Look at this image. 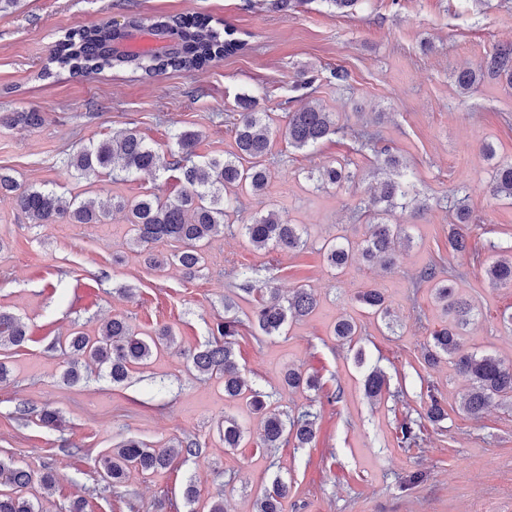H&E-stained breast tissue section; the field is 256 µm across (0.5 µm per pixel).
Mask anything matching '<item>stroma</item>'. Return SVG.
Segmentation results:
<instances>
[{
  "label": "stroma",
  "instance_id": "1",
  "mask_svg": "<svg viewBox=\"0 0 512 512\" xmlns=\"http://www.w3.org/2000/svg\"><path fill=\"white\" fill-rule=\"evenodd\" d=\"M143 20L205 15L215 27L231 25L245 49L194 73L170 71L155 78L109 70L88 78L54 69L43 76L48 50L67 29L130 15ZM512 42V0H361L349 15H334L322 0H305L294 11L277 0H20L0 12V114L40 112L42 125L0 124V169L18 184H48L80 198L134 199L156 193L175 197V171L112 180L107 173L81 176L64 160L73 149L135 130L158 148L174 130L199 132V158L234 151L224 115L242 95L274 113L277 132L265 158L269 182L262 195L237 192L236 213L208 249V265L195 278L173 266L147 268L130 246L122 214L98 224L28 223L12 198L0 197V307L29 330L11 350L9 381L0 383V458L27 464L35 474L53 470L56 486L44 493L32 484L42 512H65L71 500H88L91 512H174L188 482L202 499L223 496L227 512H253L263 485L288 482L283 512H512V410L491 405L481 418L459 409L467 380L453 363L427 367L424 345L445 318L430 284L419 283L431 261L462 272L458 286L478 311L466 332L475 350L512 362V288L493 287L474 254L512 237V201L491 195L495 165L512 163V87L489 81L460 94L456 68L477 66L495 45ZM345 69L346 81L333 76ZM311 79L300 88V73ZM311 100L333 112L336 135L312 151L289 147L280 129L289 110ZM401 156L411 182L404 206L389 223L411 236L389 272L363 259L344 270L324 262L321 246L342 235L361 244L368 233L367 201L374 152L360 151L362 133ZM494 145V160L479 149ZM335 165L351 174L344 187L318 186V168ZM462 190L471 210V253L453 252L448 226L455 223L453 193ZM429 207L415 212L418 201ZM275 210L303 225L304 250L255 248L241 231L243 220ZM121 255L122 264L112 262ZM281 292L314 289L318 306L280 336L238 339L234 349L250 384L272 405L320 414V432L309 448L260 446L259 415L224 398L220 379H198L181 353L211 341L224 315L225 297L238 301V316L251 306L238 296L239 272ZM130 287L133 297L121 296ZM366 288L384 294L392 325L373 319L356 301ZM126 317L141 332L173 326L177 348L158 355L123 384L104 369L89 371L76 386L62 380L64 356L51 347L74 325L94 331L104 318ZM351 316L360 336L340 344L336 321ZM317 374L323 393L280 385L284 368ZM386 376L388 396L369 402L364 377ZM340 390L339 401L325 394ZM448 408L440 425H426L411 450L399 448L396 425L419 418L428 392ZM56 409L60 430L41 427L26 408ZM235 417L245 430L242 447H224L217 425ZM185 437L200 441L202 457H178L153 475L130 474L112 489L96 482L95 457L136 439L164 447Z\"/></svg>",
  "mask_w": 512,
  "mask_h": 512
}]
</instances>
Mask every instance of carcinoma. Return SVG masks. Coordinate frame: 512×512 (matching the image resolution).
<instances>
[{"instance_id": "cac0c4a2", "label": "carcinoma", "mask_w": 512, "mask_h": 512, "mask_svg": "<svg viewBox=\"0 0 512 512\" xmlns=\"http://www.w3.org/2000/svg\"><path fill=\"white\" fill-rule=\"evenodd\" d=\"M127 26L139 27L150 34L173 37L172 50L158 55L151 49L129 54H116L113 44L125 36V30L110 21L82 27L68 32L49 49L44 73L51 67L66 69L73 75L89 76L109 70H129L153 78L174 71H200L217 59L243 50L245 40L232 26L224 25L218 31L206 18L186 19L179 15H160L146 25L137 16L127 18ZM454 82L463 94L473 91L485 79L491 78L512 86V44L493 48L476 69L464 68L453 74ZM239 111L228 116L235 132L236 152L224 159L211 158L200 163L191 162L193 148L200 138L194 130H181L174 136V147L164 152L132 130H120L112 136L67 155L65 165L80 175L88 176L106 171L129 177L142 172H180L184 188L174 199H161L148 194L136 200L109 198L99 203L80 200L59 193L46 185L20 187L7 173L0 172V195L11 196L17 208L31 224H98L113 212L124 214L129 224L130 241L145 256L149 268H158L169 261L182 268L192 278L204 269L208 260L209 242L224 234V223L231 201L224 198L229 188L244 189L254 195L264 192L269 174L263 164L271 144L275 118L271 112L256 108L254 98L245 96L237 102ZM44 121L40 112H10L0 116L8 125L38 126ZM337 132L334 113L320 107L303 105L288 113L284 136L288 145L310 149ZM350 179L342 168L333 165L318 171V186H341ZM410 189L406 182L390 177L380 181L369 197L368 208L373 212L368 236L362 254L388 271L396 264L395 240L402 229L386 223L387 215L397 201L406 198ZM490 192L496 197L512 200V164L498 165ZM458 223L450 225L448 244L457 253L468 248V228L471 219L466 197L454 202ZM244 235L259 249L296 251L306 245L302 227L283 220L275 211L251 218L242 225ZM170 247V253L159 257L156 247ZM502 253L487 260L486 274L494 286L512 287V241L493 246ZM328 265L341 270L352 263L356 252L352 244L339 236L321 247ZM421 279L434 283V299L447 317L448 324L431 333L423 348V360L435 366L447 359L453 361L458 372L465 376L470 387L460 399L461 409L469 416L480 417L493 402L512 406V364L489 354L470 351L465 347V330L476 316L472 302L456 288L457 277L439 261L432 262L421 274ZM240 291L253 298L252 316L248 321L266 335L283 333L288 323L309 316L317 307V298L310 288H297L284 301L279 289L266 285L256 287L248 276H243ZM357 301L374 317L386 321L391 311L382 292L368 288L357 296ZM244 323L237 317H226L211 330L213 341L186 355L194 371L209 378L215 376L224 382V398L239 400L253 410L264 413L261 447L280 448L293 443L295 448H307L316 440L319 415L306 410L297 415L268 409L266 394L253 388L241 377L232 338L242 335ZM356 320L340 318L334 326L337 341L350 343L357 335ZM27 341L26 326L21 319L0 308V352L20 347ZM175 331L162 326L152 333L134 330L123 317L114 316L102 321L94 335L76 327L68 335L54 341L66 356L63 382L75 386L85 376L86 363L92 361L106 368L112 383L125 382L130 373L148 364L151 358L176 345ZM280 383L290 389L319 392L322 385L318 376L304 374L289 367L280 377ZM367 398L376 400L387 390L384 376L373 370L365 376ZM39 424L47 429H59L62 415L52 409L36 412ZM421 418L438 424L448 418L442 400L428 394V403ZM224 447L241 446L244 428L232 416H224L218 424ZM421 426L412 419L403 420L398 427L399 447L409 450L419 445ZM179 451L169 447L156 448L143 441L130 439L112 454L95 462L100 477L118 487L132 471L153 474L171 466L180 455L199 458L203 448L199 441L186 438L177 442ZM0 512H41L39 501L28 496L34 473L13 460L0 459ZM288 483L276 477L264 486L254 500V512H282V500L288 496Z\"/></svg>"}]
</instances>
